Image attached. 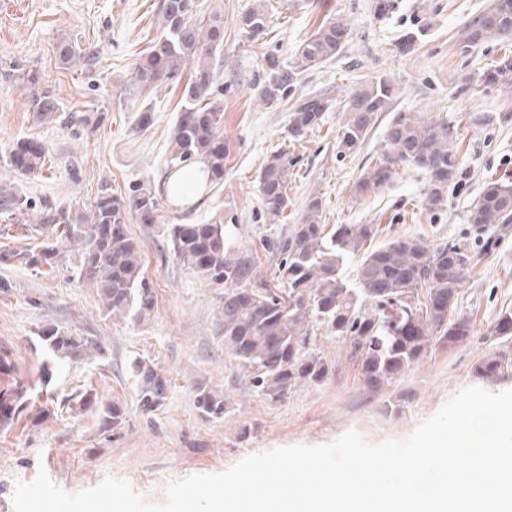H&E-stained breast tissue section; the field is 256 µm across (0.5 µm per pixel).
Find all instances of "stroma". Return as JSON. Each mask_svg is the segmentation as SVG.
<instances>
[{
  "mask_svg": "<svg viewBox=\"0 0 512 512\" xmlns=\"http://www.w3.org/2000/svg\"><path fill=\"white\" fill-rule=\"evenodd\" d=\"M256 2L201 0L205 7L221 6L224 15V139L229 146L224 183L189 204L165 205L162 216L191 224L229 218L235 245L252 249L266 270L274 259L263 249L264 239L298 223L314 195L324 203L325 224H376L385 239L468 241L479 261L461 288L459 307L471 319L472 336L452 348L433 347L397 383L372 393L344 343L318 333L316 345L331 373L321 384L292 388L273 405L253 391L245 369L224 346L222 289L182 267L165 252L161 237L142 224L130 222L129 231L140 243L156 306L141 322L101 316L94 288L77 284L69 269L48 275L0 269V346L9 349L15 376L30 398L42 405L46 393L60 397L88 387L103 402H118L126 410L123 425L105 434L91 412L56 413L42 422L22 417L0 427V512H13L16 481L32 482L42 469L70 493L114 477L127 481L146 505L160 506L170 482L223 472L254 452L328 444L350 429L370 444L402 441L463 388L512 389V340L489 333L498 314L512 310V228L486 251L467 222L485 183L512 176V86L487 80L495 63L512 54V40L464 46L467 28L495 0H403L401 10L387 19L375 14V0H266L268 25L253 41L241 33L238 20ZM157 3L0 0V60L36 70L63 110L95 124L82 132L34 124L23 91L0 84V148L32 136L49 150L40 174L22 183L33 200L87 203L101 186L122 194L134 182L162 178L183 83H169L153 95L154 123L145 131L137 130V106L125 93L134 62L157 35ZM331 17L347 22L349 38L335 60L306 74L292 98L322 96L329 109L294 151L283 223L266 224L260 218L257 175L284 140L291 100L266 104L253 82L268 56L292 63L296 46ZM412 33L418 39L408 50L404 44ZM65 40L94 51L96 67L89 72L64 67L56 47ZM379 78L395 86L390 108L380 113L357 153L341 155L336 136L348 96ZM397 112L440 115L458 126L460 184L444 211L423 209L425 178L412 169L399 171L380 194L354 195L355 183L379 156L385 128ZM43 323L97 339L105 348L103 357L55 361L50 382H43L40 371L48 354L35 336ZM495 354L509 361L508 370L493 380L479 378L476 366ZM139 356L154 360L168 379L163 405L150 414L140 408L130 369ZM200 381L224 391L229 400L224 419L201 416L194 403Z\"/></svg>",
  "mask_w": 512,
  "mask_h": 512,
  "instance_id": "stroma-1",
  "label": "stroma"
}]
</instances>
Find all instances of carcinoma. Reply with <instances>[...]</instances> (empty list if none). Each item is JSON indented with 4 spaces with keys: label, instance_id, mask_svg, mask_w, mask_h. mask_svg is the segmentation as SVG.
<instances>
[{
    "label": "carcinoma",
    "instance_id": "obj_1",
    "mask_svg": "<svg viewBox=\"0 0 512 512\" xmlns=\"http://www.w3.org/2000/svg\"><path fill=\"white\" fill-rule=\"evenodd\" d=\"M240 15L239 26L250 40L262 35L268 23L263 0ZM498 20L479 18L468 29L466 43L512 38V0H497ZM349 37L346 22L325 20L295 50V60L283 66L271 57L259 80V97L268 104L284 99L304 72L336 57ZM224 19L201 9L198 0H161L157 37L132 68L133 97L163 86L187 67L193 74L185 84L169 138L167 173L160 185L137 182L116 195L104 187L89 204L62 206L33 202L16 178L38 175L46 165L48 148L34 137L14 140L0 155L13 177L0 175V268H19L35 274L53 272L71 261L74 280L92 286L101 313L108 318L143 321L155 307V295L142 267L138 241L128 230L131 219L155 229L163 202L179 193L178 174L201 168L213 186L224 184ZM60 62L85 71L94 66L95 53L65 41L58 45ZM0 79L24 91L35 122H72L60 113L58 99L38 75L16 64L0 65ZM492 83L512 82V56L504 55L490 75ZM395 94L386 79L360 85L350 94L347 116L337 136L339 153L357 152ZM325 102L302 99L290 115L286 144L270 154L257 176L264 220L277 224L288 210V170L294 166L289 149L319 126ZM457 131L443 118L417 112L392 117L384 133V150L364 172L355 196L377 194L401 170L425 175L422 199L431 213L448 206V189L457 183ZM321 197L308 200L300 223L275 238L264 240L277 258L273 275L262 274L256 254L234 246L224 218L209 224H161L167 251L185 269L224 289V348L247 369L250 386L270 404L283 402L297 384L318 385L328 376L325 360L311 349L316 332L323 331L346 344L369 391L379 393L419 363L436 344L455 346L472 335L470 319L457 311L459 289L476 256L461 242L430 245L419 238L396 237L378 243L377 224L320 223ZM468 224L485 246H493V232L512 224V179L486 183L472 203ZM354 266V282L343 276ZM489 335L512 336V311L500 313ZM36 336L49 355L80 359L103 354L87 336L44 324ZM507 367L492 356L477 369L482 378H496ZM140 407L150 414L163 405L168 379L153 361L134 358ZM29 392L20 381L0 387V424L9 425L28 408ZM195 404L201 415L221 420L227 412L224 392L200 382ZM58 411L96 410L100 430L120 427L125 409L117 402L102 403L93 390L79 389L55 402Z\"/></svg>",
    "mask_w": 512,
    "mask_h": 512
}]
</instances>
